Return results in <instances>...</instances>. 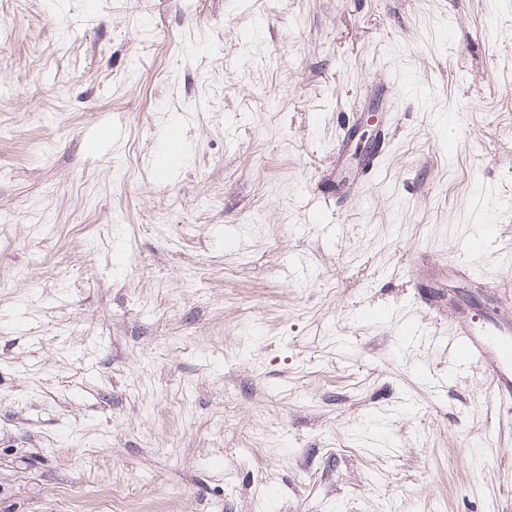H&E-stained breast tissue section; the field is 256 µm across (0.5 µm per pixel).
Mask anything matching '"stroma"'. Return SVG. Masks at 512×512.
<instances>
[{"instance_id":"35a3bbf8","label":"stroma","mask_w":512,"mask_h":512,"mask_svg":"<svg viewBox=\"0 0 512 512\" xmlns=\"http://www.w3.org/2000/svg\"><path fill=\"white\" fill-rule=\"evenodd\" d=\"M504 297L512 0H0V512H512ZM463 319L451 329L448 350L462 364L479 366L501 405H512V320Z\"/></svg>"}]
</instances>
